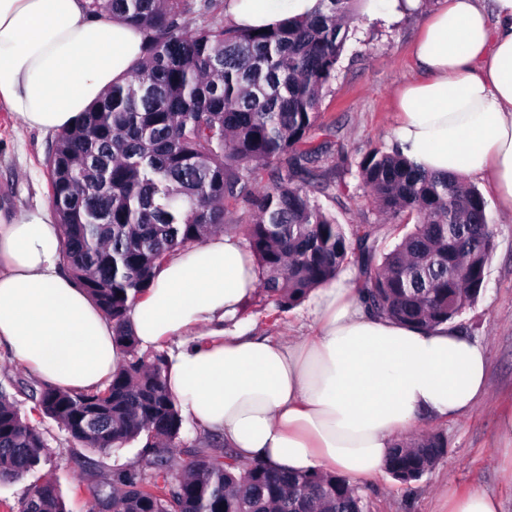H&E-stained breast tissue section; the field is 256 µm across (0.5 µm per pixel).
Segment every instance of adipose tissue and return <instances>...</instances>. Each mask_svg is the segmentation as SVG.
<instances>
[{
	"instance_id": "ef3b65f1",
	"label": "adipose tissue",
	"mask_w": 512,
	"mask_h": 512,
	"mask_svg": "<svg viewBox=\"0 0 512 512\" xmlns=\"http://www.w3.org/2000/svg\"><path fill=\"white\" fill-rule=\"evenodd\" d=\"M318 0H226L233 24L264 28ZM420 79L397 100L394 149L436 173L485 180L512 211V0H444L413 47ZM145 56L142 35L85 0H0V103L27 127H72ZM49 206L0 215V344L66 391L104 386L122 356L112 325L60 266ZM341 272L316 288L315 335L239 333L253 257L232 235L186 247L156 272L130 320L143 347L177 341L166 380L184 419L245 460L348 477L381 472L419 416L470 409L487 387L485 348L450 324L411 328L369 313Z\"/></svg>"
}]
</instances>
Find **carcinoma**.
Listing matches in <instances>:
<instances>
[{
	"mask_svg": "<svg viewBox=\"0 0 512 512\" xmlns=\"http://www.w3.org/2000/svg\"><path fill=\"white\" fill-rule=\"evenodd\" d=\"M353 0H319L307 18L266 29L224 25L215 3L190 21L188 0H87L94 16L116 15L142 33L144 60L112 85L45 162L51 204L63 228L62 260L75 283L112 321L123 354L103 388L66 392L45 382H0V481L36 473L51 450L21 412L56 422L73 446L108 453L143 443L146 467L118 470L89 488L112 512H364L354 481L336 473L293 472L240 459L210 433L187 448L184 419L167 387L168 354L142 349L129 311L154 270L185 247L221 231L230 208L250 216L245 236L268 316L301 305L353 262L368 311L413 328L456 320L486 286L495 232L488 203L456 175L423 170L374 148L358 178L378 211L413 228L383 252L373 225L347 236L307 187L335 198L319 170L329 132L321 101L349 37ZM447 439L420 434L391 451L386 471L420 481L447 454ZM189 461L179 476L174 461ZM18 512H69L55 481H36Z\"/></svg>",
	"mask_w": 512,
	"mask_h": 512,
	"instance_id": "1",
	"label": "carcinoma"
}]
</instances>
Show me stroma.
<instances>
[{
  "instance_id": "1",
  "label": "stroma",
  "mask_w": 512,
  "mask_h": 512,
  "mask_svg": "<svg viewBox=\"0 0 512 512\" xmlns=\"http://www.w3.org/2000/svg\"><path fill=\"white\" fill-rule=\"evenodd\" d=\"M440 0H420L419 9L398 17L377 12L355 13L336 78L321 102L324 122L333 126L331 147L320 166L336 183L335 198L322 199L346 229L373 224L382 248L398 241L394 223L381 217L363 188L355 163L366 151L390 149L399 87L419 77L410 57L425 13ZM52 136L26 128L0 105V212L19 215L50 201L45 160ZM494 225L495 250L488 265L487 284L478 301L456 319V326L482 344L489 355L485 393L465 413L448 419L423 417L411 434L440 432L448 438L444 458L419 482L403 485L381 472L358 479L367 512H448V498L459 491L496 495L504 512H512V442L498 430L504 410H512V214L496 200L488 202ZM268 309L253 298L243 323L251 334L293 341L313 332L305 306L269 322ZM52 450L45 477L61 486L70 512H85V488L97 475L141 461L142 446L101 454L70 447L66 435L49 420L40 424Z\"/></svg>"
}]
</instances>
